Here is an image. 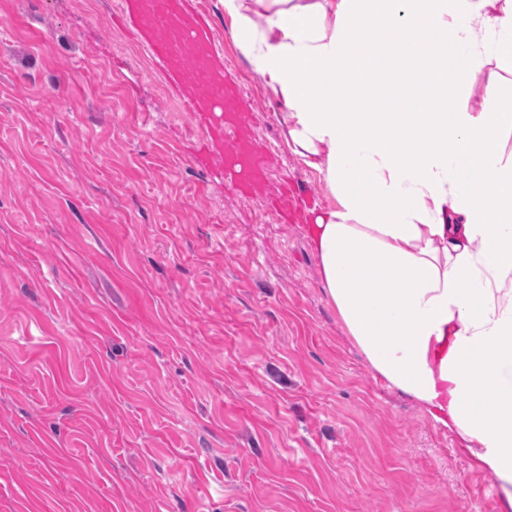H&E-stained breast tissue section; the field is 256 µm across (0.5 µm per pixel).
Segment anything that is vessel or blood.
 I'll list each match as a JSON object with an SVG mask.
<instances>
[{"instance_id": "obj_1", "label": "vessel or blood", "mask_w": 512, "mask_h": 512, "mask_svg": "<svg viewBox=\"0 0 512 512\" xmlns=\"http://www.w3.org/2000/svg\"><path fill=\"white\" fill-rule=\"evenodd\" d=\"M120 10L137 18L148 55L180 86L191 119L206 133V154L226 163L230 185L248 184L265 150L230 137L238 106L224 85V59L208 23L189 0H121Z\"/></svg>"}]
</instances>
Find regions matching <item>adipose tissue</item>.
Listing matches in <instances>:
<instances>
[{
	"mask_svg": "<svg viewBox=\"0 0 512 512\" xmlns=\"http://www.w3.org/2000/svg\"><path fill=\"white\" fill-rule=\"evenodd\" d=\"M220 2L334 199L300 230L349 336L512 512V0Z\"/></svg>",
	"mask_w": 512,
	"mask_h": 512,
	"instance_id": "ef3b65f1",
	"label": "adipose tissue"
}]
</instances>
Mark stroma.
I'll list each match as a JSON object with an SVG mask.
<instances>
[{"label": "stroma", "instance_id": "1", "mask_svg": "<svg viewBox=\"0 0 512 512\" xmlns=\"http://www.w3.org/2000/svg\"><path fill=\"white\" fill-rule=\"evenodd\" d=\"M198 2L278 144L255 188L198 162L116 0H0V512H504L348 336L274 206L290 178L332 199Z\"/></svg>", "mask_w": 512, "mask_h": 512}]
</instances>
